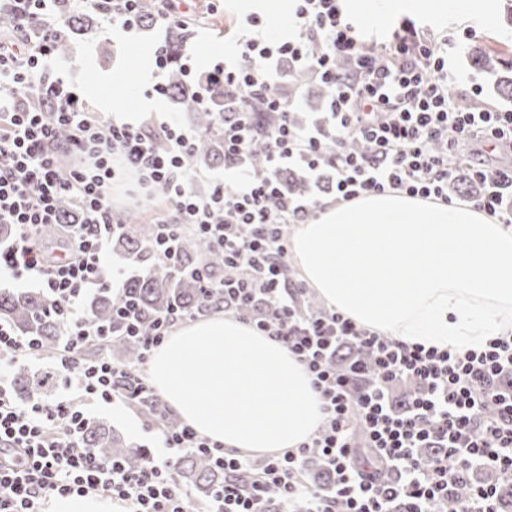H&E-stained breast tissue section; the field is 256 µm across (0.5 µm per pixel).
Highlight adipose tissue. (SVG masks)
<instances>
[{
    "label": "adipose tissue",
    "instance_id": "obj_1",
    "mask_svg": "<svg viewBox=\"0 0 512 512\" xmlns=\"http://www.w3.org/2000/svg\"><path fill=\"white\" fill-rule=\"evenodd\" d=\"M499 0H339L368 35L404 17L444 31L485 21ZM296 0H227L232 14H276L294 29ZM291 256L323 303L371 331L428 347L480 349L512 332V229L473 204L399 191L322 208L297 225ZM170 410L240 455L297 449L320 426V401L303 364L231 314L177 326L149 365Z\"/></svg>",
    "mask_w": 512,
    "mask_h": 512
}]
</instances>
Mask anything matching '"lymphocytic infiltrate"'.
<instances>
[{
  "label": "lymphocytic infiltrate",
  "mask_w": 512,
  "mask_h": 512,
  "mask_svg": "<svg viewBox=\"0 0 512 512\" xmlns=\"http://www.w3.org/2000/svg\"><path fill=\"white\" fill-rule=\"evenodd\" d=\"M114 27L139 26V0H71ZM57 0H0V224L18 233L0 246V275L37 281L48 311L63 326L54 359L61 392L51 400H17L11 375L33 360V340L0 323V512H44L56 496L99 495L121 512H449L448 497L473 469L512 483V333L479 350L450 352L404 342L358 326L332 310L306 312L304 283L284 279L289 241L284 225L314 218L324 197L348 201L395 190L447 200L462 148L485 186L478 208L512 224V164L490 167L487 146L512 151V109L481 99L459 108L448 93V52L454 37L435 39L406 22L388 43L367 44L338 0H298L294 39L263 34L259 17L246 20L236 61L215 63L196 76L192 57L182 72L199 104L223 86L225 175L208 195L186 186L196 177L186 157L195 130L168 123L132 126L91 113L75 85L52 68L53 47L65 35ZM312 72L331 98L323 123L295 125L294 104L280 94V60ZM264 103L273 120L260 124L249 109ZM67 138H60V128ZM266 144V174L252 173L246 157ZM305 167L313 183L329 178L325 194L296 197L282 175ZM136 175L141 206L164 201L149 247L151 259L180 267L177 244L193 235L224 255L222 275L208 264L190 268L203 293H224V310L280 343L313 377L323 421L297 451L250 458L190 425L170 430L147 423L153 444L148 464L133 469L102 461L79 447V432L94 405L137 406L149 384L85 349L113 336H140L146 351L160 347L182 316L144 318L134 298L112 325L89 318L90 291H123L126 270L104 271L102 257L119 230L112 217V185ZM69 198L72 216L58 207ZM347 350L345 371L332 364ZM436 454L423 462L420 449ZM202 452L224 467V487L195 501L176 478L173 461ZM331 476L328 488L307 482L310 455Z\"/></svg>",
  "instance_id": "1"
}]
</instances>
